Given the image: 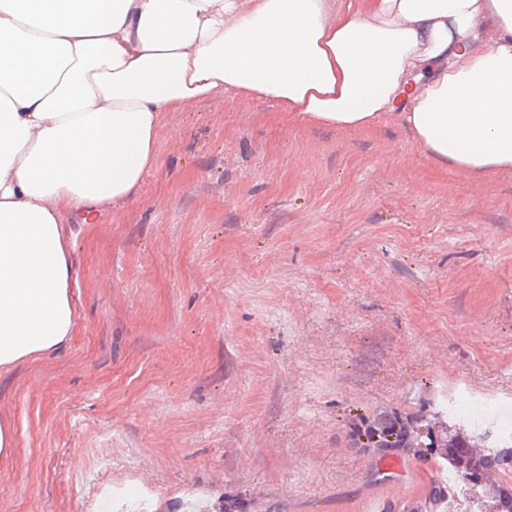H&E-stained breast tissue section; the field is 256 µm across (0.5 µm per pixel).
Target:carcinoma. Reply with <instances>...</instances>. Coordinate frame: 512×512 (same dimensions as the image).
Wrapping results in <instances>:
<instances>
[{"label":"carcinoma","instance_id":"cac0c4a2","mask_svg":"<svg viewBox=\"0 0 512 512\" xmlns=\"http://www.w3.org/2000/svg\"><path fill=\"white\" fill-rule=\"evenodd\" d=\"M378 447L429 448L440 464L448 465L455 484L432 485L429 502L434 510L451 501L457 505V512H512V451L497 454L487 448L473 449L462 431L448 436L438 413L414 421L403 432L383 427Z\"/></svg>","mask_w":512,"mask_h":512}]
</instances>
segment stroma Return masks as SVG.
I'll return each instance as SVG.
<instances>
[{"mask_svg": "<svg viewBox=\"0 0 512 512\" xmlns=\"http://www.w3.org/2000/svg\"><path fill=\"white\" fill-rule=\"evenodd\" d=\"M138 197L66 243L75 332L0 371V512L424 504L379 418L456 387L512 428V169L441 167L397 115L324 126L216 96L165 113ZM376 470L378 474L382 475V480L386 484L397 487L406 486L413 480L415 474L418 473L415 467L403 466L389 461L381 462Z\"/></svg>", "mask_w": 512, "mask_h": 512, "instance_id": "35a3bbf8", "label": "stroma"}]
</instances>
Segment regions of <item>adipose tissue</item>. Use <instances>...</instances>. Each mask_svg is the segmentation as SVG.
I'll use <instances>...</instances> for the list:
<instances>
[{"instance_id": "adipose-tissue-1", "label": "adipose tissue", "mask_w": 512, "mask_h": 512, "mask_svg": "<svg viewBox=\"0 0 512 512\" xmlns=\"http://www.w3.org/2000/svg\"><path fill=\"white\" fill-rule=\"evenodd\" d=\"M224 94L510 169L512 0H0V369L73 334L65 216L132 201L163 113Z\"/></svg>"}]
</instances>
